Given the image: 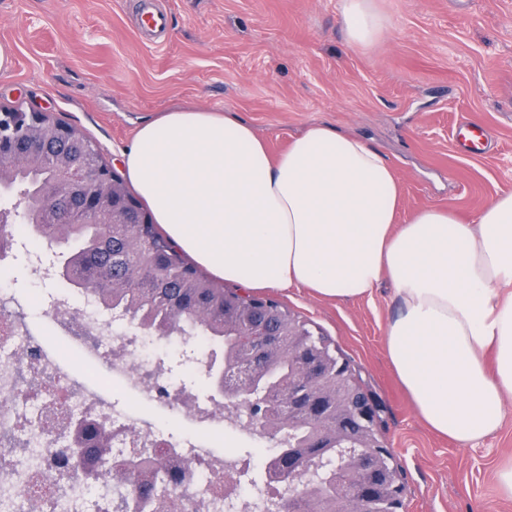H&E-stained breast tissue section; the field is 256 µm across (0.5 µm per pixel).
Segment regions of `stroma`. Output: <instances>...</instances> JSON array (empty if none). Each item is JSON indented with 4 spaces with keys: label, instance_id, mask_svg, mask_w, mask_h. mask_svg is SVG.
<instances>
[{
    "label": "stroma",
    "instance_id": "35a3bbf8",
    "mask_svg": "<svg viewBox=\"0 0 512 512\" xmlns=\"http://www.w3.org/2000/svg\"><path fill=\"white\" fill-rule=\"evenodd\" d=\"M159 2L162 45L135 27L141 0H0V106L38 103L120 174L136 129L187 107L230 111L274 157L314 124L363 139L400 184L403 221L428 206L468 220L512 192V0H376L386 26L366 49L349 45L338 0ZM463 117L493 131L488 153L456 151ZM266 295L322 334L379 405L401 512H512L495 483L512 461V401L476 447L431 430L385 354L390 283L363 299Z\"/></svg>",
    "mask_w": 512,
    "mask_h": 512
}]
</instances>
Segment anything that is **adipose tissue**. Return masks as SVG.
<instances>
[{
	"label": "adipose tissue",
	"mask_w": 512,
	"mask_h": 512,
	"mask_svg": "<svg viewBox=\"0 0 512 512\" xmlns=\"http://www.w3.org/2000/svg\"><path fill=\"white\" fill-rule=\"evenodd\" d=\"M351 45L384 29L374 0H338ZM128 179L155 223L213 276L323 299H399L387 357L421 419L463 447L512 400V193L469 221L436 206L398 223L399 186L362 140L326 126L271 158L224 113L174 109L138 128Z\"/></svg>",
	"instance_id": "obj_1"
}]
</instances>
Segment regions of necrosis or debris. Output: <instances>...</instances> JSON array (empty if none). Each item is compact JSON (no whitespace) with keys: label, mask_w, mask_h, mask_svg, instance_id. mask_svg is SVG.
<instances>
[{"label":"necrosis or debris","mask_w":512,"mask_h":512,"mask_svg":"<svg viewBox=\"0 0 512 512\" xmlns=\"http://www.w3.org/2000/svg\"><path fill=\"white\" fill-rule=\"evenodd\" d=\"M150 339L89 289L23 299L0 290V441L22 445L0 457V512H112L121 487L68 464L81 420L111 432L116 461L136 448L174 450L188 474L171 483L178 512H264L287 493V482L254 475L248 457L218 448L244 422L187 393Z\"/></svg>","instance_id":"1"}]
</instances>
